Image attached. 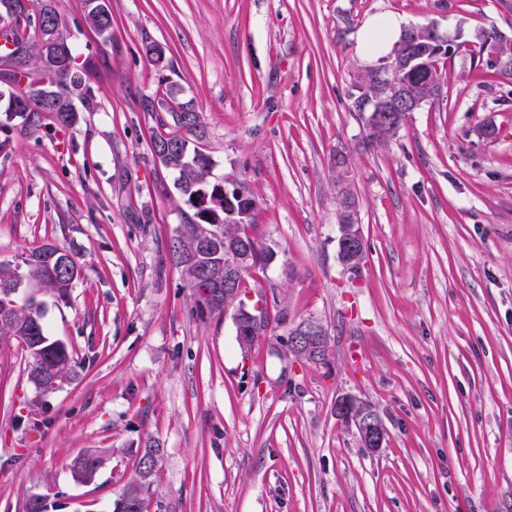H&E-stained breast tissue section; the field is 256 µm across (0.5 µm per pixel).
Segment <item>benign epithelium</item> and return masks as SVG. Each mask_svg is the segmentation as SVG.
<instances>
[{
    "mask_svg": "<svg viewBox=\"0 0 512 512\" xmlns=\"http://www.w3.org/2000/svg\"><path fill=\"white\" fill-rule=\"evenodd\" d=\"M460 40V34H442L433 24L409 25L403 27L401 35L389 53L379 59L376 66L369 69L372 80L378 87L374 99L362 102V111L371 115L367 129L371 133L368 145L377 143L376 129L389 126L386 116L390 111L414 112L427 101L435 99L438 86L437 76L429 66L427 57L430 51L443 53L452 50ZM501 47L488 53L489 63L501 67L507 63L503 49L512 52V39L500 36ZM398 67L409 79L399 84L388 82V72ZM256 206L250 196L239 190L231 192L218 187L206 194L203 207L207 208L201 223L221 224L223 217H234L236 223L247 224ZM339 237L337 239L338 258L349 270L360 269L365 257V243L354 209L346 210L338 218ZM252 263L251 251L246 240L224 246V300L232 303L240 294L245 271ZM17 288L9 294L13 303L26 301L31 293L25 286L23 273L12 269ZM288 347L304 351L310 359L324 358L330 352V336L327 328L315 319H305L294 326L289 333ZM336 417L354 429L360 446L370 451L383 447L387 432L376 410L367 401L354 395L343 396L342 405L336 410Z\"/></svg>",
    "mask_w": 512,
    "mask_h": 512,
    "instance_id": "benign-epithelium-1",
    "label": "benign epithelium"
}]
</instances>
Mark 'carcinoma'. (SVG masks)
<instances>
[{
  "instance_id": "obj_1",
  "label": "carcinoma",
  "mask_w": 512,
  "mask_h": 512,
  "mask_svg": "<svg viewBox=\"0 0 512 512\" xmlns=\"http://www.w3.org/2000/svg\"><path fill=\"white\" fill-rule=\"evenodd\" d=\"M1 7L13 19L12 53L25 48L23 67L15 71L13 77L18 81L25 79L31 83L47 79L57 83L60 94L58 103L51 106L37 100L22 103L9 100L6 109L29 113L33 127L39 126L43 111L55 113L57 119L66 124L73 115L69 99V91L73 89L78 90V100L84 108H91L94 90L86 82L87 73L93 72L90 62H84L79 68H69L67 61L74 60V55L71 47L67 46L56 57V69L46 68L45 57L48 50L41 42L39 32L46 24L61 23L60 15L45 18L37 14L39 3L35 0H0ZM353 87L359 89L353 101L356 108L359 107L361 99L370 98L374 94L373 81L364 80L360 71L354 75ZM179 92V87L171 85L166 89L165 97L157 101L145 100L143 110L154 112L158 105L163 107L168 101L176 103ZM167 112L172 117L174 130L158 136V140L185 146L188 141L180 134V130L184 129L196 138L205 131L200 114L190 104L177 103V108L169 107ZM163 164L178 172L175 187L187 199V203L194 204L193 195L207 188L206 176L210 164L197 162L192 165L189 159L177 153L163 161ZM238 233V224H212L207 231L189 216L169 242L170 260L181 270L188 287L191 288L195 310L199 315L224 311V241ZM24 265L27 267V282L38 292V296L12 307L9 319L0 322V337H28L25 345L30 356L29 379L37 389L47 393L71 377V355L64 343L48 336L39 296L49 293L60 301H67L71 289L82 275V269L67 250L53 245H45L33 251L25 258ZM97 454V450H88L74 460L72 470L76 480L89 482L95 478L98 469L88 466L84 458ZM160 456L158 442L145 443L137 463V478L126 486L121 498L115 503L114 512H148L153 476Z\"/></svg>"
}]
</instances>
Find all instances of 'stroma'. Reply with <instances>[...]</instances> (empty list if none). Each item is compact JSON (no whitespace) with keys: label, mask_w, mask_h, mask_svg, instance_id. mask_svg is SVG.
I'll return each mask as SVG.
<instances>
[{"label":"stroma","mask_w":512,"mask_h":512,"mask_svg":"<svg viewBox=\"0 0 512 512\" xmlns=\"http://www.w3.org/2000/svg\"><path fill=\"white\" fill-rule=\"evenodd\" d=\"M107 5L105 43L82 0H57L74 55L96 65L91 110L32 129L0 109V261L54 244L83 269L68 302L43 298L75 379L42 393L23 345L0 339V512L33 493L50 512H113L150 439V512H512V78L471 58L480 31L512 37V0ZM385 12L468 49L437 100L368 148L351 82L358 32ZM171 84L206 127L209 184L247 187L252 232L277 255L201 317L168 259L192 207L142 109ZM344 186L366 246L356 274L337 255ZM241 309L268 317L246 350ZM309 318L330 334L328 364L285 346ZM344 393L384 421L379 451L337 420ZM90 449L106 462L81 483L71 465Z\"/></svg>","instance_id":"35a3bbf8"}]
</instances>
